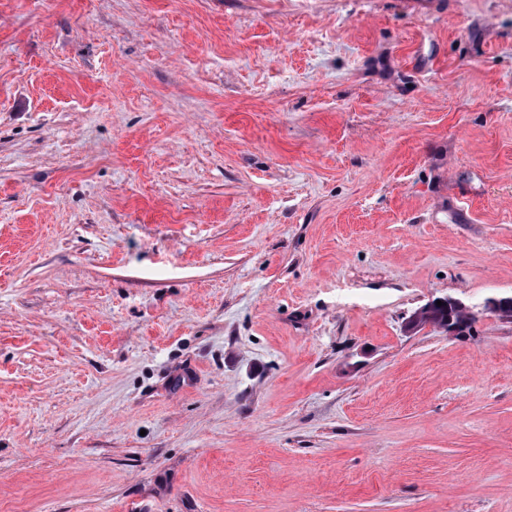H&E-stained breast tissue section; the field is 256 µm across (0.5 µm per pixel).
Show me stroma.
I'll return each instance as SVG.
<instances>
[{"instance_id":"1","label":"stroma","mask_w":512,"mask_h":512,"mask_svg":"<svg viewBox=\"0 0 512 512\" xmlns=\"http://www.w3.org/2000/svg\"><path fill=\"white\" fill-rule=\"evenodd\" d=\"M510 292L512 0H0V512H512ZM464 309L467 311H464ZM469 309L465 306L462 308H453L448 312V305L446 307H435L432 311L431 320L436 325L448 324V321L455 326L459 335L470 331L474 321V315L468 313Z\"/></svg>"}]
</instances>
